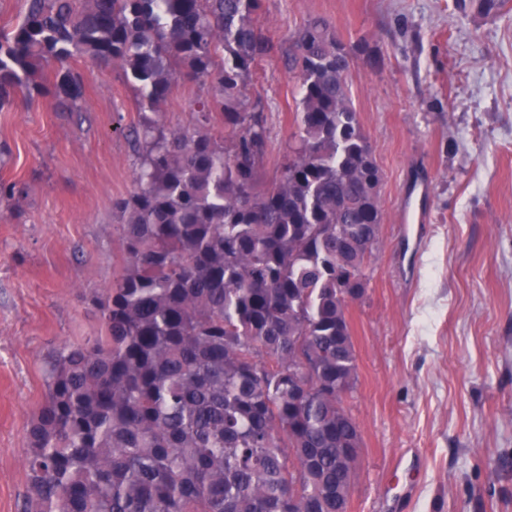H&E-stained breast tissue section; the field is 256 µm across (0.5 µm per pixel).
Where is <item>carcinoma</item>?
Wrapping results in <instances>:
<instances>
[{
    "instance_id": "1",
    "label": "carcinoma",
    "mask_w": 512,
    "mask_h": 512,
    "mask_svg": "<svg viewBox=\"0 0 512 512\" xmlns=\"http://www.w3.org/2000/svg\"><path fill=\"white\" fill-rule=\"evenodd\" d=\"M261 8L25 0L0 35V110L36 96L81 109L68 62L86 57L121 66L141 112L137 189L114 203L124 264L95 302L104 333L49 360L22 512H345L356 471L338 455L358 457L360 431L343 406L357 379L343 290L365 288L381 231V173L348 91L368 50L318 19L298 33L297 132L263 182L267 129L246 96L274 50ZM180 76L212 93L192 130L168 131Z\"/></svg>"
}]
</instances>
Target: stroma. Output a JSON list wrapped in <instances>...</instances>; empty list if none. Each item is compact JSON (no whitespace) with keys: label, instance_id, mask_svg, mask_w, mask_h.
<instances>
[{"label":"stroma","instance_id":"obj_1","mask_svg":"<svg viewBox=\"0 0 512 512\" xmlns=\"http://www.w3.org/2000/svg\"><path fill=\"white\" fill-rule=\"evenodd\" d=\"M324 19L365 42L349 96L382 180L380 243L348 317L360 430L348 512H512V0L494 16L455 0H264L277 50L247 87L280 175L296 126L298 32ZM82 111L48 97L0 111V512H21L26 429L49 356L99 335L93 301L122 265L112 204L135 189L140 124L120 66L73 61ZM209 81L178 79L162 122L189 130ZM421 195L424 224H405Z\"/></svg>","mask_w":512,"mask_h":512}]
</instances>
